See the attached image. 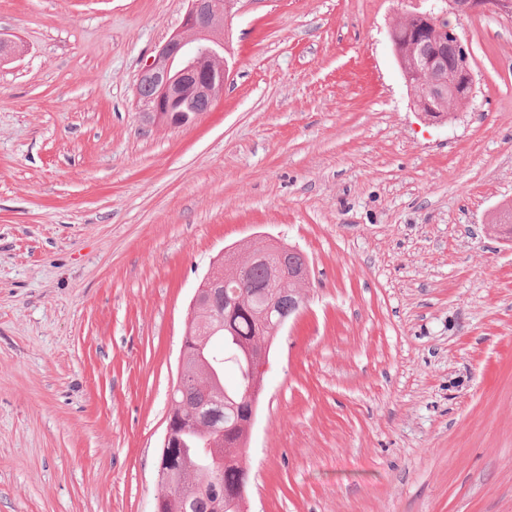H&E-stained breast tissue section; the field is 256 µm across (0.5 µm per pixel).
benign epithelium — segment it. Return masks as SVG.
Masks as SVG:
<instances>
[{
    "label": "benign epithelium",
    "instance_id": "1",
    "mask_svg": "<svg viewBox=\"0 0 512 512\" xmlns=\"http://www.w3.org/2000/svg\"><path fill=\"white\" fill-rule=\"evenodd\" d=\"M187 8L181 27L159 48L151 62L140 72L136 85L142 111L157 123L171 127L183 126L186 116L197 119L209 111L217 94L223 90L226 68L223 57L224 22L238 0H185ZM456 15L494 11L512 20V0H442ZM433 11L411 13L409 17L429 23L443 42L455 50L449 64L438 53L417 62L397 57L407 86L424 88L420 98L413 99L417 108L430 116L444 112L446 107L463 106L473 97L475 74L472 57L456 29L443 25L442 16ZM281 281L301 282L309 278L306 267L296 268L284 263L275 266ZM178 423L168 421L159 470H164L176 444Z\"/></svg>",
    "mask_w": 512,
    "mask_h": 512
}]
</instances>
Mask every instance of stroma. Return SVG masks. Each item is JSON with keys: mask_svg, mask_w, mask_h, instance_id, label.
I'll list each match as a JSON object with an SVG mask.
<instances>
[{"mask_svg": "<svg viewBox=\"0 0 512 512\" xmlns=\"http://www.w3.org/2000/svg\"><path fill=\"white\" fill-rule=\"evenodd\" d=\"M430 0H239L211 112L147 123L184 0H0V512H153L185 325L237 245L304 253L248 512H512V22L455 20L472 99L414 108ZM406 22H408V20ZM406 22L395 28L393 34L391 33V42L394 47L395 54L397 50L404 56H409L410 50L412 47H415L414 55L416 59H419L420 56H426L431 51L432 44L430 42H423L413 46L414 44L408 42L403 29Z\"/></svg>", "mask_w": 512, "mask_h": 512, "instance_id": "1", "label": "stroma"}]
</instances>
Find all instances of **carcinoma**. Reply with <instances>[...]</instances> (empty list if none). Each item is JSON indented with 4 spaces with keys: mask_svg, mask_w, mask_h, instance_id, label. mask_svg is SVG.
<instances>
[{
    "mask_svg": "<svg viewBox=\"0 0 512 512\" xmlns=\"http://www.w3.org/2000/svg\"><path fill=\"white\" fill-rule=\"evenodd\" d=\"M392 46L403 55H427L432 44L407 41L403 27L391 34ZM270 263L247 267L243 285L230 280L227 293L206 298L200 313L185 332L182 370L190 386L176 389L171 396L169 416L187 417L202 407H221L218 428L209 424H186L170 465L159 476L164 489L166 512H245L249 472L244 465L251 427L248 391L257 386L254 370L269 357L277 336L265 317L271 303H277L272 319L288 308V293L295 284H281L271 277V269L281 261L300 266L301 253H284L282 247L268 245ZM236 372V382L224 379L226 366Z\"/></svg>",
    "mask_w": 512,
    "mask_h": 512,
    "instance_id": "obj_1",
    "label": "carcinoma"
}]
</instances>
